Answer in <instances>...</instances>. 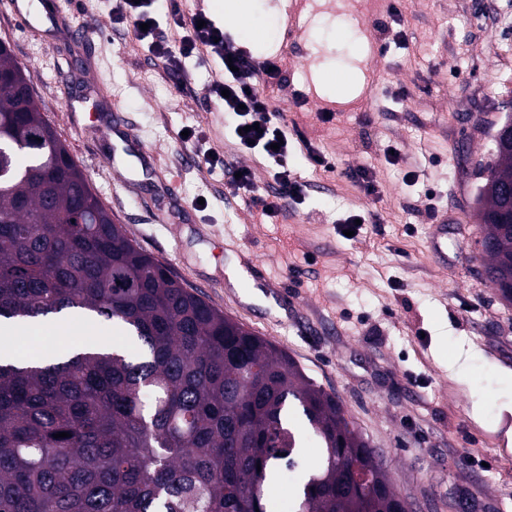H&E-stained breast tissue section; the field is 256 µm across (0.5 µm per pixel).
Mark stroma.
Here are the masks:
<instances>
[{"label":"stroma","mask_w":512,"mask_h":512,"mask_svg":"<svg viewBox=\"0 0 512 512\" xmlns=\"http://www.w3.org/2000/svg\"><path fill=\"white\" fill-rule=\"evenodd\" d=\"M305 0L291 4L298 31L258 58L286 75L271 110L296 139L288 167L306 189L268 219L230 193L238 166L260 193L271 170L238 151L231 118L204 88L210 67L186 61L167 78L110 0H30L41 17L96 25L94 95L83 53L63 31L22 27L0 0V41L33 76L34 97L114 223L211 306L271 340L336 396L383 461L407 512H512V303L482 275L480 164L512 97V0ZM374 27L358 63L336 24ZM363 73L354 96L333 104L314 73ZM332 112V120L320 112ZM205 131L226 166L199 168L192 142ZM137 137L149 166L125 151ZM324 155L315 166L308 150ZM395 150L397 160L386 157ZM369 168L382 189L367 197L348 177ZM359 214L357 235L343 219ZM448 225V261L428 247ZM261 266L264 276L252 275Z\"/></svg>","instance_id":"obj_1"}]
</instances>
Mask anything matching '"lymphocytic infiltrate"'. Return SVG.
Wrapping results in <instances>:
<instances>
[{"instance_id":"lymphocytic-infiltrate-1","label":"lymphocytic infiltrate","mask_w":512,"mask_h":512,"mask_svg":"<svg viewBox=\"0 0 512 512\" xmlns=\"http://www.w3.org/2000/svg\"><path fill=\"white\" fill-rule=\"evenodd\" d=\"M153 0H117L114 23L132 28L139 42L153 54L164 75L183 73L185 61L219 62L220 69L205 88L209 99H220L233 116L234 139L241 151L260 156L274 170L277 189L263 196L258 192L251 168H242L241 178L232 180L235 190L248 195L263 216L275 217L284 200L300 199L303 186L288 170V132L274 122L263 84L284 81L280 65L258 59L236 48L223 28L206 21L204 12L184 16L178 0H167L168 19L159 24L151 11Z\"/></svg>"}]
</instances>
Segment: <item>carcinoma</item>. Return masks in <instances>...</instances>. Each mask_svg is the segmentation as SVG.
I'll list each match as a JSON object with an SVG mask.
<instances>
[{
  "instance_id": "cac0c4a2",
  "label": "carcinoma",
  "mask_w": 512,
  "mask_h": 512,
  "mask_svg": "<svg viewBox=\"0 0 512 512\" xmlns=\"http://www.w3.org/2000/svg\"><path fill=\"white\" fill-rule=\"evenodd\" d=\"M0 43V324L71 313L124 330L52 362L0 363V512H406L335 396L178 282L112 218ZM485 275L512 302V147L479 170ZM323 449L303 461L296 423ZM69 436L56 438L54 434Z\"/></svg>"
}]
</instances>
